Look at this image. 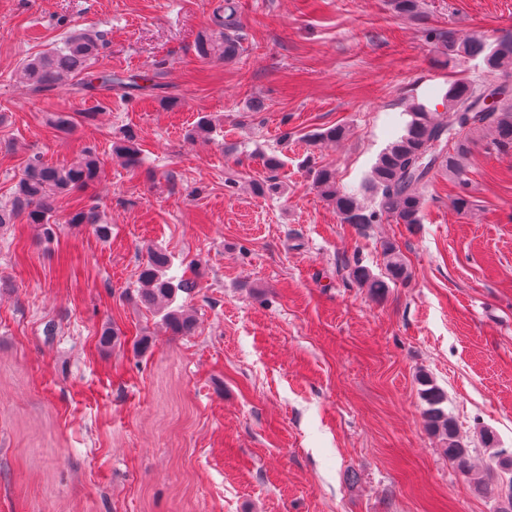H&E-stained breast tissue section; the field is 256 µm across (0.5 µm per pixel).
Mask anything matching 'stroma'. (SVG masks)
Here are the masks:
<instances>
[{
	"label": "stroma",
	"mask_w": 512,
	"mask_h": 512,
	"mask_svg": "<svg viewBox=\"0 0 512 512\" xmlns=\"http://www.w3.org/2000/svg\"><path fill=\"white\" fill-rule=\"evenodd\" d=\"M220 2L0 0V208L30 161L90 149L102 178L84 202L112 227L69 224V194L51 200L53 239L22 214L0 229V512H503L480 434L512 449V152L480 130L471 209L439 172L422 224L363 231L302 162L358 185L412 102L440 111L451 77L491 80L476 59L442 64L427 29L512 32V0H422L420 21L389 0H236L233 63L196 52L222 37ZM75 31L96 39L97 68L159 70L161 88L19 81ZM337 124L345 139L310 149L308 132ZM126 130L134 172L112 153ZM272 152L284 190L254 194ZM386 242L407 277L375 296L351 270L384 274ZM153 249L194 284L178 297L191 335L140 301ZM423 373L487 488L425 425Z\"/></svg>",
	"instance_id": "1"
}]
</instances>
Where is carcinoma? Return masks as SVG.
<instances>
[{"mask_svg":"<svg viewBox=\"0 0 512 512\" xmlns=\"http://www.w3.org/2000/svg\"><path fill=\"white\" fill-rule=\"evenodd\" d=\"M393 9L400 15L414 17L421 12L420 0H391ZM224 60H234L242 50L238 35L240 21L234 0H224ZM430 38L438 41L445 61L481 59L484 69L502 78L512 80V34L506 33L489 41L479 36H456L450 32H436ZM98 44L91 37L73 32L60 43L43 54L28 60L20 69V78L36 91H49L62 87L74 77H80L79 86L85 91L110 90L117 86L124 89V95L140 89L137 76L123 80L110 71L94 69L98 55ZM488 88L486 83L457 80L444 93L445 111L434 112L421 102H413L405 110L407 119L379 153L367 176L359 186L339 188L336 170L329 165H316L311 158L304 164L311 175L317 194L336 210L344 224H353L362 229L370 224H379L390 219L397 224L415 225L423 223L427 205L426 189L434 173L445 171L456 181L457 192L453 206L460 212L472 206L467 193L465 161L474 146L473 133L484 127L494 131L492 144L501 152L512 151V90L501 99L494 112L485 111L482 97ZM345 136V128L334 125L320 128L308 135L312 146L336 142ZM112 152L125 166L134 168L140 161L137 137L125 132L112 143ZM263 167L272 173L269 179L253 184L254 191L261 194L281 192L282 186L274 173L280 170L284 161L277 154L261 157ZM100 167L95 154L86 152L83 157L65 167L47 166L39 161L27 165L16 186L18 204L23 206L27 221L41 225L48 236L54 233L49 223L50 198L73 190H88L99 180ZM67 223L90 224L100 237H107L111 227L101 224L91 208L76 205L69 214ZM386 258V276L378 277L367 267L357 265L352 269V278L374 294L388 287V282L406 278V269L393 244L383 245ZM171 263L170 256L162 250L149 253L139 273L140 299L175 334L189 335L195 323L191 316L180 307H172L177 294L191 289L186 280H175L167 276ZM420 397L425 404L422 416L428 428L448 441L444 449L448 459L459 470L470 473L469 449L457 439V428L442 404L444 394L432 381L423 376ZM482 442L494 449L493 460L497 467L511 474L512 454L497 447L495 436L485 431Z\"/></svg>","mask_w":512,"mask_h":512,"instance_id":"carcinoma-1","label":"carcinoma"}]
</instances>
